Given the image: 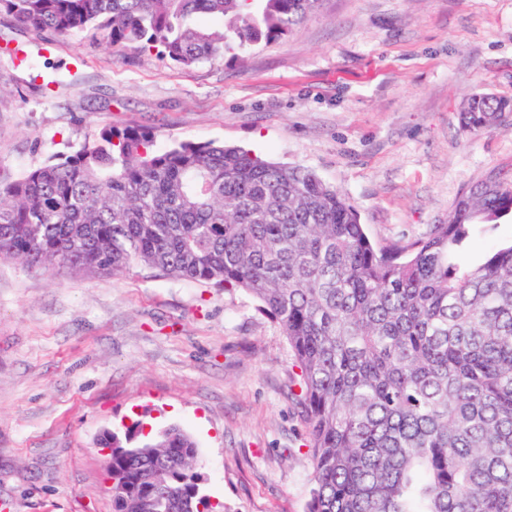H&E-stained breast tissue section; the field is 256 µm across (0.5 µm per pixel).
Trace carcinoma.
<instances>
[{
  "mask_svg": "<svg viewBox=\"0 0 512 512\" xmlns=\"http://www.w3.org/2000/svg\"><path fill=\"white\" fill-rule=\"evenodd\" d=\"M320 0H0L14 26L157 51L190 67L275 41ZM512 102L473 95L478 136ZM512 218L491 173L448 222L378 248L349 198L313 171L240 147L154 148L108 124L0 185V260L87 278L134 266L242 291L285 336L311 448L306 512H512V243L469 266L475 226ZM112 512H220L195 440L140 423L99 439Z\"/></svg>",
  "mask_w": 512,
  "mask_h": 512,
  "instance_id": "carcinoma-1",
  "label": "carcinoma"
}]
</instances>
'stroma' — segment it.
Wrapping results in <instances>:
<instances>
[{"label": "stroma", "mask_w": 512, "mask_h": 512, "mask_svg": "<svg viewBox=\"0 0 512 512\" xmlns=\"http://www.w3.org/2000/svg\"><path fill=\"white\" fill-rule=\"evenodd\" d=\"M512 100V0H321L243 59L184 68L0 15V184L102 126L156 148L217 141L315 171L377 247L447 222L491 172L512 180V126L481 137L462 101ZM293 360L255 301L135 267L88 279L0 261V508L112 512L103 430L176 424L226 512H305L311 457Z\"/></svg>", "instance_id": "35a3bbf8"}]
</instances>
